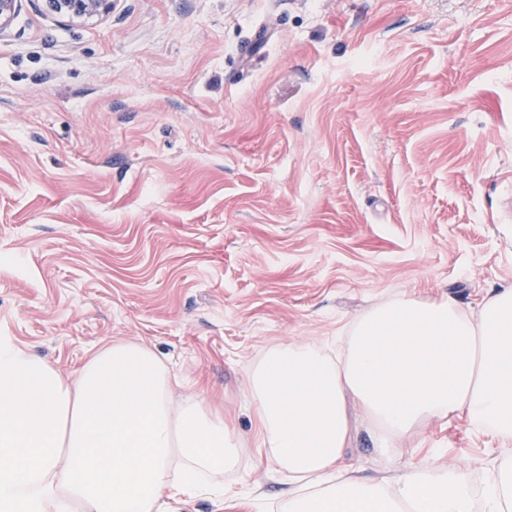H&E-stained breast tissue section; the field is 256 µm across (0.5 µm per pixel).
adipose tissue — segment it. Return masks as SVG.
Here are the masks:
<instances>
[{"label": "adipose tissue", "mask_w": 512, "mask_h": 512, "mask_svg": "<svg viewBox=\"0 0 512 512\" xmlns=\"http://www.w3.org/2000/svg\"><path fill=\"white\" fill-rule=\"evenodd\" d=\"M152 352L113 344L73 382L0 337V512H178L207 473L241 454L199 396L171 400ZM250 392L262 441L287 472L288 512H512V458L473 493L468 468L416 466L392 487L344 466L348 399L374 420L382 451L427 416L483 423L512 442V285L477 311L401 297L362 316L338 363L303 343L271 349Z\"/></svg>", "instance_id": "obj_1"}]
</instances>
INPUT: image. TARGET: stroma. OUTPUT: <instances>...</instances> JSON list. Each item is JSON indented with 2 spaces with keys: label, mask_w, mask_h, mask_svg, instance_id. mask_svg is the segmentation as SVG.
<instances>
[{
  "label": "stroma",
  "mask_w": 512,
  "mask_h": 512,
  "mask_svg": "<svg viewBox=\"0 0 512 512\" xmlns=\"http://www.w3.org/2000/svg\"><path fill=\"white\" fill-rule=\"evenodd\" d=\"M512 285V0H112L71 21L21 0L0 33V336L73 379L110 343L152 350L239 439L225 495L284 512L252 369L303 341L343 357L407 297L475 307ZM344 463L502 447L428 417L380 454L349 405Z\"/></svg>",
  "instance_id": "35a3bbf8"
}]
</instances>
